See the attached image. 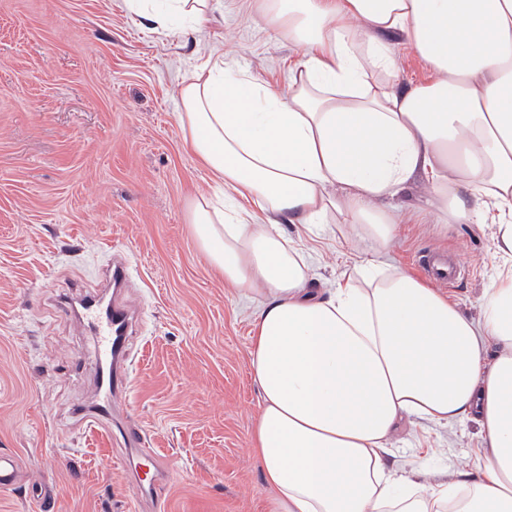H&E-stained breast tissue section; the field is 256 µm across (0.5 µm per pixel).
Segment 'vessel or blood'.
I'll return each mask as SVG.
<instances>
[{
  "label": "vessel or blood",
  "instance_id": "obj_1",
  "mask_svg": "<svg viewBox=\"0 0 512 512\" xmlns=\"http://www.w3.org/2000/svg\"><path fill=\"white\" fill-rule=\"evenodd\" d=\"M418 262L427 272L445 285H455L460 265L455 261H442L419 256ZM81 315L94 338V350L100 366V392L97 409L88 417L89 426H99L103 417L112 411V396L124 390L129 372L126 366L125 343L131 324L127 311L118 303L98 297L81 305ZM125 438L130 447L135 448L141 466H149L156 461L155 449L149 448L142 431L136 427L125 430ZM22 477L18 455L0 452V489L15 486Z\"/></svg>",
  "mask_w": 512,
  "mask_h": 512
}]
</instances>
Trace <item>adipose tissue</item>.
<instances>
[{"label": "adipose tissue", "mask_w": 512, "mask_h": 512, "mask_svg": "<svg viewBox=\"0 0 512 512\" xmlns=\"http://www.w3.org/2000/svg\"><path fill=\"white\" fill-rule=\"evenodd\" d=\"M300 51L286 88L205 63L180 90L186 148L210 172L188 227L251 310V448L266 512H512V0H260ZM182 33L211 0H125ZM428 82L399 93L384 34ZM448 224H489L500 264L478 318L386 261L382 203L416 175ZM337 224L363 255L335 279L283 222ZM470 419L475 463L389 466L403 422Z\"/></svg>", "instance_id": "obj_1"}]
</instances>
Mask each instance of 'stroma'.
<instances>
[{"mask_svg": "<svg viewBox=\"0 0 512 512\" xmlns=\"http://www.w3.org/2000/svg\"><path fill=\"white\" fill-rule=\"evenodd\" d=\"M199 31L155 28L124 0H0V451L29 482L0 490V512H265L262 464L249 446L260 395L249 370L251 315L187 231L186 202L211 192L183 147L178 91L207 59L285 87L298 50L266 24L256 0H214ZM396 91L426 81L400 33L386 35ZM426 178L385 201L399 223L389 259L418 271L417 254L458 259L450 296L469 316L497 259L489 232L443 224L425 205ZM290 237L316 252L320 277L362 247L336 227ZM127 261L123 300L135 315L119 422L141 426L159 454L158 498L124 468L132 451L86 429L97 367L92 340L69 312L102 288L112 258ZM390 464L430 474L469 466L475 423L440 432L407 424ZM52 489L51 506L32 485Z\"/></svg>", "mask_w": 512, "mask_h": 512, "instance_id": "35a3bbf8", "label": "stroma"}]
</instances>
